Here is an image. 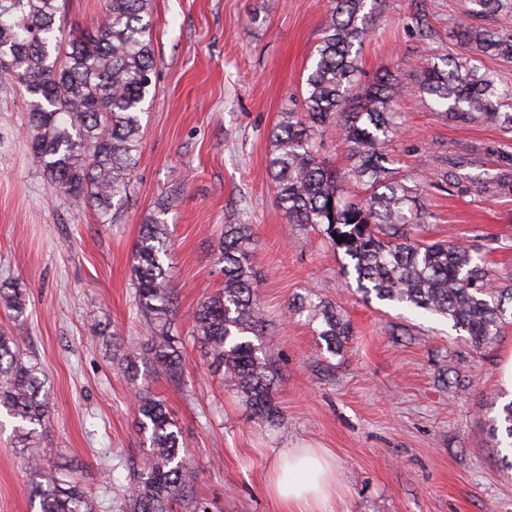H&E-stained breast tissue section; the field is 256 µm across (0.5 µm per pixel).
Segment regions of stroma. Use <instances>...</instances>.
Instances as JSON below:
<instances>
[{"label": "stroma", "instance_id": "35a3bbf8", "mask_svg": "<svg viewBox=\"0 0 512 512\" xmlns=\"http://www.w3.org/2000/svg\"><path fill=\"white\" fill-rule=\"evenodd\" d=\"M330 0H150L155 65L128 201L101 223L90 207L53 194L25 137L30 97L0 78V281L28 293V350L51 390L56 463L123 512L147 444L135 427L138 382L124 372L129 344L146 346L131 280L140 224H168L183 341L184 382L149 381L176 421L196 489L218 512H317L272 498L266 481L282 451L310 447L334 466L329 512H512V465L488 420L506 402L499 366L512 325L484 352L447 319L364 297L349 259L311 224H287L267 175L281 112L301 103ZM426 15L421 37L412 18ZM512 27V8L477 12L474 0H380L360 50L362 83L390 72L407 84L402 124L388 149L400 176L417 179L440 145L497 143L512 132L434 110L419 82L428 58L473 57L512 86V60L472 54L454 33ZM425 240L479 250L496 285L512 282V190L460 194L431 185ZM254 227L257 293L270 324L274 400L287 430L261 425L208 370L189 335L203 293L222 282L225 225ZM314 292L350 325L343 350H320L315 324L293 316ZM0 512H37L12 423L0 424Z\"/></svg>", "mask_w": 512, "mask_h": 512}]
</instances>
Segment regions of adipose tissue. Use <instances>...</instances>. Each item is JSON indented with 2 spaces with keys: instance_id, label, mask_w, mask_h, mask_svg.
<instances>
[{
  "instance_id": "obj_1",
  "label": "adipose tissue",
  "mask_w": 512,
  "mask_h": 512,
  "mask_svg": "<svg viewBox=\"0 0 512 512\" xmlns=\"http://www.w3.org/2000/svg\"><path fill=\"white\" fill-rule=\"evenodd\" d=\"M332 465L310 448H291L278 455L271 466L269 492L296 505L326 506L330 498Z\"/></svg>"
}]
</instances>
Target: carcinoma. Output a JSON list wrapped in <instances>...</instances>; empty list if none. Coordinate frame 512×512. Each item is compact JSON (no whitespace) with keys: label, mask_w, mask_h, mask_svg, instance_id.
<instances>
[{"label":"carcinoma","mask_w":512,"mask_h":512,"mask_svg":"<svg viewBox=\"0 0 512 512\" xmlns=\"http://www.w3.org/2000/svg\"><path fill=\"white\" fill-rule=\"evenodd\" d=\"M58 0H0V68L31 96L26 138L50 190L78 207L91 205L101 223L126 200L141 145V115L154 66L149 0H109L104 24L70 38L58 17ZM367 0H333L334 7L306 78L301 110L281 113L271 132L268 174L276 202L291 224H314L353 264L358 289L380 300L445 317L466 333L474 351L490 348L512 323V288H487L490 270L471 250L451 240L425 242L412 228L429 217L427 181L397 176L385 141L399 128L401 81L386 73L360 88L357 45L368 31ZM455 35L477 53L512 60V27L478 28L455 22ZM420 88L451 118L512 129V87L479 72L463 57L429 64ZM348 144L345 179L364 196L349 198L336 173L320 160L324 137ZM497 155L499 172L484 168ZM437 179L462 193L488 194L507 187L512 155L495 145L448 151ZM251 224H226L220 241L221 289L199 302L191 337L208 367L259 421L286 422L272 402L274 368L263 342L265 319L255 292ZM169 228L153 219L140 225L133 250L134 302L150 325L151 373L182 380L183 354L171 336L177 300L164 266ZM0 304L14 331L0 332V410L13 419L15 438L29 473L38 512H96L76 481L53 476L47 441L50 390L43 370L26 352L28 303L17 287L0 286ZM292 315L318 321L326 351L336 353L350 336L349 323L322 298L309 294L289 307ZM135 426L149 442L146 462L133 470L125 512H210L196 492V472L183 455L181 431L163 400L136 392ZM492 435L512 439V401L489 420Z\"/></svg>","instance_id":"cac0c4a2"}]
</instances>
